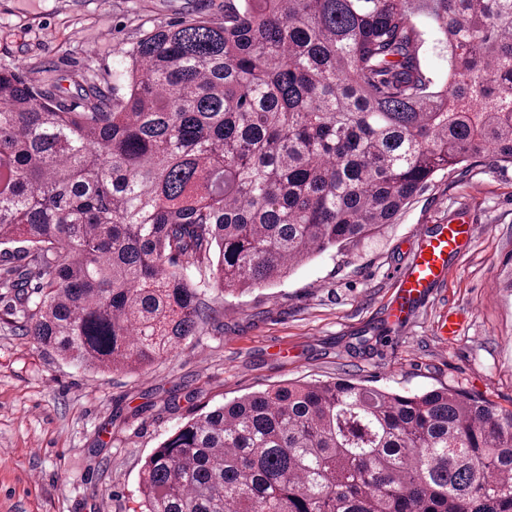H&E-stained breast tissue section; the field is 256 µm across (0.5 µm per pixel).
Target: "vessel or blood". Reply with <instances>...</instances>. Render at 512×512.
I'll return each mask as SVG.
<instances>
[{"label":"vessel or blood","mask_w":512,"mask_h":512,"mask_svg":"<svg viewBox=\"0 0 512 512\" xmlns=\"http://www.w3.org/2000/svg\"><path fill=\"white\" fill-rule=\"evenodd\" d=\"M474 232V224L465 222L420 230L419 247L406 269L396 276V293L389 309L394 321L405 319L415 305L452 274L451 258L468 245Z\"/></svg>","instance_id":"1"}]
</instances>
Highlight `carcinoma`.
Listing matches in <instances>:
<instances>
[{"instance_id": "obj_1", "label": "carcinoma", "mask_w": 512, "mask_h": 512, "mask_svg": "<svg viewBox=\"0 0 512 512\" xmlns=\"http://www.w3.org/2000/svg\"><path fill=\"white\" fill-rule=\"evenodd\" d=\"M433 34L443 84L424 70ZM78 101L0 66V288L23 331L136 371L224 292L393 223L439 171L512 165V0H224L155 28ZM141 512H512V411L347 379L241 396L182 424Z\"/></svg>"}]
</instances>
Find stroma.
<instances>
[{
	"mask_svg": "<svg viewBox=\"0 0 512 512\" xmlns=\"http://www.w3.org/2000/svg\"><path fill=\"white\" fill-rule=\"evenodd\" d=\"M224 0H0V65L74 94L111 78L143 31ZM472 221L454 270L399 323L395 275L419 229ZM209 323L165 360L92 372L21 335L0 295V512H138L147 457L193 415L288 381L450 388L512 410V166L481 157L437 175L379 235L240 294L208 285Z\"/></svg>",
	"mask_w": 512,
	"mask_h": 512,
	"instance_id": "obj_1",
	"label": "stroma"
}]
</instances>
